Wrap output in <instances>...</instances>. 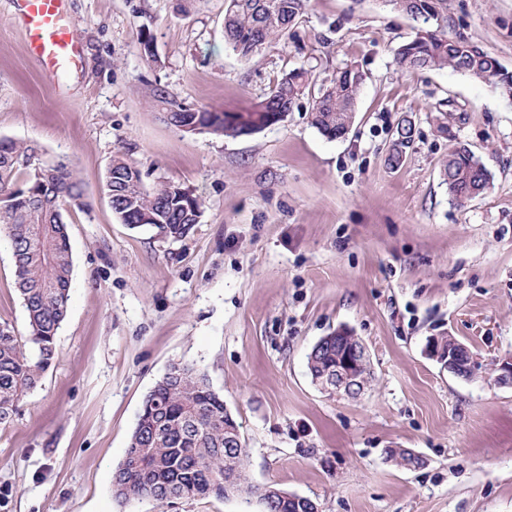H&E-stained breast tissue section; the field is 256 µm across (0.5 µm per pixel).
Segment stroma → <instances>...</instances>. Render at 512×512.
I'll return each instance as SVG.
<instances>
[{"instance_id":"obj_1","label":"stroma","mask_w":512,"mask_h":512,"mask_svg":"<svg viewBox=\"0 0 512 512\" xmlns=\"http://www.w3.org/2000/svg\"><path fill=\"white\" fill-rule=\"evenodd\" d=\"M225 0H69L84 63L53 81L27 58L0 0V138L73 163V256L55 358L0 427V512H261L207 497L121 503L112 472L146 394L171 363L203 368L241 427L246 473L319 512H512V95L452 68L406 72L416 24L384 0H310L288 38L251 59L224 43ZM449 36L512 74V0H448ZM365 80L348 133L323 136L311 96L240 135L191 134L184 106L243 112L302 68L321 87L344 66ZM413 142L388 162L402 120ZM463 146L491 176L465 204L441 169ZM125 154L146 189L189 187L202 216L180 240L122 224L106 176ZM0 322L26 335L0 242ZM345 329L373 379L357 398L315 385L306 356ZM454 336L480 364L457 378L424 353ZM426 463L405 469L387 449Z\"/></svg>"}]
</instances>
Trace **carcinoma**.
Masks as SVG:
<instances>
[{
    "instance_id": "obj_1",
    "label": "carcinoma",
    "mask_w": 512,
    "mask_h": 512,
    "mask_svg": "<svg viewBox=\"0 0 512 512\" xmlns=\"http://www.w3.org/2000/svg\"><path fill=\"white\" fill-rule=\"evenodd\" d=\"M225 43L249 59L266 44L288 36L309 0H226ZM393 9L419 24V33L396 52L406 70L452 68L503 87L512 94V75L496 58L445 34L447 0H387ZM364 74L352 65L337 71L313 101L311 122L324 136L337 139L349 130ZM309 87L301 68L286 73L268 97L232 121L226 113L190 109L159 93L168 105L170 124L189 132L248 135L273 125L291 111ZM412 125L401 122L393 134L389 161L401 162L412 144ZM35 149L0 138V235L11 250L15 284L24 305L28 334L0 323V427L12 423L19 403L52 364L55 336L66 317L73 259L63 219L64 207L80 205L83 183L74 166L58 162L44 174L33 162ZM448 195L459 203L483 195L490 175L468 149L448 151L443 167ZM112 210L123 224L148 227L164 239L189 235L202 215L201 202L181 184L164 181L148 191L138 166L117 156L107 172ZM341 344L331 332L307 356L310 376L336 366ZM246 448L240 426L213 390L208 376L188 362L172 363L146 395L128 447L112 476L113 497L121 502L157 504L226 494L255 496L263 512H310L308 500L273 486L255 487L245 474Z\"/></svg>"
}]
</instances>
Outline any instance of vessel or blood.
<instances>
[{
    "label": "vessel or blood",
    "mask_w": 512,
    "mask_h": 512,
    "mask_svg": "<svg viewBox=\"0 0 512 512\" xmlns=\"http://www.w3.org/2000/svg\"><path fill=\"white\" fill-rule=\"evenodd\" d=\"M67 0H12L24 46L49 77L62 79L82 66V49L66 9Z\"/></svg>",
    "instance_id": "1"
}]
</instances>
